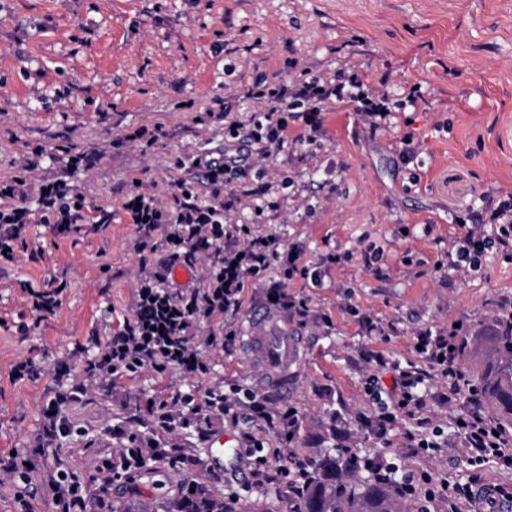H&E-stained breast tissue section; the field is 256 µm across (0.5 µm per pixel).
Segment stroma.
<instances>
[{
    "label": "stroma",
    "mask_w": 512,
    "mask_h": 512,
    "mask_svg": "<svg viewBox=\"0 0 512 512\" xmlns=\"http://www.w3.org/2000/svg\"><path fill=\"white\" fill-rule=\"evenodd\" d=\"M340 73L393 103L415 86L422 98L377 127L338 99L317 129L290 119L278 157L244 147L245 177L220 194L188 176L200 202L232 199L227 223L279 239L241 311L267 308L274 286L305 302V315L288 316L301 341L288 390L247 361L242 337L225 339L221 318L203 320L192 336L205 373L89 382L65 408L71 434L40 452L42 408L69 386L56 364L81 372L133 318L143 265L174 251L163 230L142 236L123 202L140 192L170 205L179 162L224 147L214 100L247 110L259 75L291 89ZM78 153L90 164L68 180L85 202L81 220L64 234L29 225L15 261L0 264V459L28 462L0 480V512H56L60 463L88 491L84 512H169L190 482L234 497L236 512H288L290 478L272 457L284 446L308 460L336 446L394 462L417 484L411 512H444L455 486L512 496V469L472 461L454 425L466 390L450 394L448 377L415 350L420 333L463 325L469 350L457 362L471 374V347L512 311V244L467 273L448 257L465 225L493 234L489 214L512 192V0H0V179L49 176ZM27 159L35 167L25 172ZM263 180L272 191L253 195ZM34 289L57 291L53 312L33 310ZM24 359L33 375L13 380ZM405 372L425 374L423 405L382 410L371 383L388 388ZM212 390L254 392L270 413L294 411L296 424L274 422L253 451L246 423L217 414L161 427L174 397ZM135 435L156 439L162 455L100 488L98 466L118 461ZM222 441L230 452L214 457Z\"/></svg>",
    "instance_id": "35a3bbf8"
}]
</instances>
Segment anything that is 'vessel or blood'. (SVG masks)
Returning a JSON list of instances; mask_svg holds the SVG:
<instances>
[{"label":"vessel or blood","mask_w":512,"mask_h":512,"mask_svg":"<svg viewBox=\"0 0 512 512\" xmlns=\"http://www.w3.org/2000/svg\"><path fill=\"white\" fill-rule=\"evenodd\" d=\"M246 322L248 356L262 360L268 384L287 389L288 371L299 356L296 332L285 317L268 312L249 314Z\"/></svg>","instance_id":"vessel-or-blood-1"}]
</instances>
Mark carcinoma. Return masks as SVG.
<instances>
[{"mask_svg":"<svg viewBox=\"0 0 512 512\" xmlns=\"http://www.w3.org/2000/svg\"><path fill=\"white\" fill-rule=\"evenodd\" d=\"M475 389L495 413V420L512 428V316L494 332L472 376ZM170 512H234L232 502L191 485ZM288 512H405L373 462L349 448H325L309 464L303 492L288 504Z\"/></svg>","mask_w":512,"mask_h":512,"instance_id":"cac0c4a2","label":"carcinoma"}]
</instances>
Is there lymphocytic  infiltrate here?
<instances>
[{"label": "lymphocytic infiltrate", "instance_id": "lymphocytic-infiltrate-1", "mask_svg": "<svg viewBox=\"0 0 512 512\" xmlns=\"http://www.w3.org/2000/svg\"><path fill=\"white\" fill-rule=\"evenodd\" d=\"M259 97L268 98L267 108L252 113L248 122H232L234 135L258 144L263 157L279 153L288 141V113L299 114L309 125H317L330 99H349L356 109L370 118L372 124L383 119L384 105L365 92H348L343 86L331 83L327 77L315 76L296 86L290 96L280 90L264 88ZM191 169L201 171L214 190L232 185L242 177L244 170L236 156L213 155L204 151L194 156ZM175 206L166 209L153 197L135 194L123 204L132 223L139 229H163L167 241L179 242L181 249L173 253L161 268H144V277L138 290V303L133 319L125 321L120 330L93 358L88 359L83 378L74 380L70 389L46 403L42 421L43 442H54L70 429L61 410L81 399L87 392L86 377L106 381L144 368L161 372L177 367L190 374L205 372L206 366L191 345V330L202 318L223 316L229 336H236V324L243 304L244 288L250 278L256 277L269 258L277 256L279 243L265 235H246L244 227L225 223L224 204H201L190 193L186 179L174 181ZM36 199L37 209H30L29 199ZM83 208L81 197L69 196L61 181L45 180L30 184L20 176L0 181V263L15 259L16 245L34 214L55 218L59 231H68ZM243 234L247 244L242 251L225 250L224 241L233 234ZM212 247L213 255L206 269V285L186 291L174 290L169 273L174 263L194 266L193 254L198 245ZM457 331L437 337L422 333L418 337L420 353L430 364L438 366L443 375L453 382L463 381L456 369L455 359L460 346ZM471 408L463 416L461 430L473 460L494 456L501 466L512 467L511 444L506 434L500 433L495 421L485 414L479 395H471Z\"/></svg>", "mask_w": 512, "mask_h": 512}]
</instances>
